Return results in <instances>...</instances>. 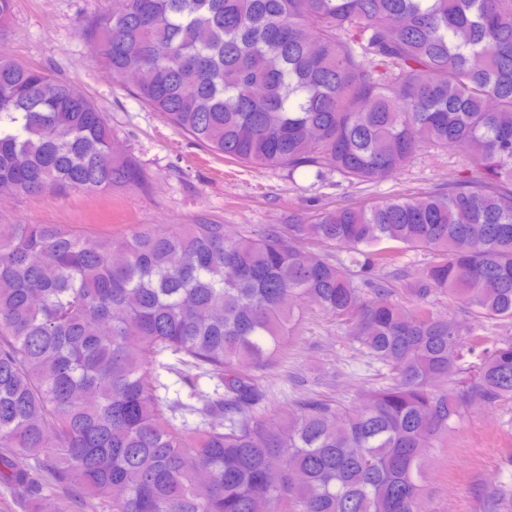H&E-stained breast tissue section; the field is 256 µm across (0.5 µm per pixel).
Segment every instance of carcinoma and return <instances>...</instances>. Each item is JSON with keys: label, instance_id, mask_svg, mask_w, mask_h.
<instances>
[{"label": "carcinoma", "instance_id": "1", "mask_svg": "<svg viewBox=\"0 0 512 512\" xmlns=\"http://www.w3.org/2000/svg\"><path fill=\"white\" fill-rule=\"evenodd\" d=\"M78 30L143 105L229 162L362 183L430 145L467 173L234 238L215 222L0 225V485L102 512H427L429 459L463 407L512 397V338L433 307L446 294L512 324V0H112ZM111 143L71 82L0 53V194L142 186ZM407 250L438 260L398 284L382 269ZM304 304L390 383L361 409L309 399L271 428L253 370ZM159 368L201 405L161 397ZM183 409L200 416L190 433ZM510 500L488 491L483 512Z\"/></svg>", "mask_w": 512, "mask_h": 512}]
</instances>
